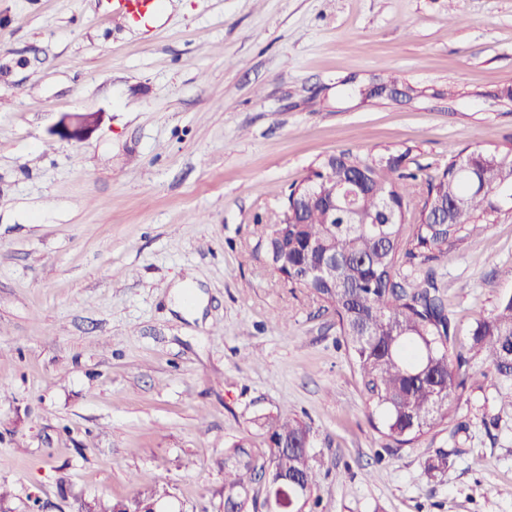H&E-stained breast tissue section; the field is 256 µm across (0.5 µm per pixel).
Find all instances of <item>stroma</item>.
<instances>
[{
  "mask_svg": "<svg viewBox=\"0 0 512 512\" xmlns=\"http://www.w3.org/2000/svg\"><path fill=\"white\" fill-rule=\"evenodd\" d=\"M0 0V486L14 512L167 492L222 512L224 450L299 418L314 512H512V385L389 448L334 316L256 244L326 154L512 144V0ZM394 73L411 100L354 89ZM104 120L82 142L61 113ZM512 213L436 264L456 347L506 295ZM193 275L181 301L172 285ZM448 453L445 473L422 464ZM103 120L100 112H65L52 127V136L62 140L81 142L98 129Z\"/></svg>",
  "mask_w": 512,
  "mask_h": 512,
  "instance_id": "1",
  "label": "stroma"
}]
</instances>
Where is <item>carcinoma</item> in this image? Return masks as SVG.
Masks as SVG:
<instances>
[{"instance_id": "obj_1", "label": "carcinoma", "mask_w": 512, "mask_h": 512, "mask_svg": "<svg viewBox=\"0 0 512 512\" xmlns=\"http://www.w3.org/2000/svg\"><path fill=\"white\" fill-rule=\"evenodd\" d=\"M411 149L361 157L350 151L325 156L291 186L276 219L279 235L264 238V261L304 288L336 318L368 401V419L388 448H405L451 424L475 384L470 363L481 360L497 382L512 381V295L471 326L470 356L455 346L457 329L448 313L432 263L474 242L512 195V147L462 150L432 172L407 169ZM336 189L346 201L332 212L324 197ZM336 259L332 276H314L325 257ZM261 458L271 484L294 481L308 505L318 484L313 458L296 451L310 442L303 421L268 414ZM448 452L425 460L428 475L444 471ZM258 470L244 445L224 452V506L253 512L250 499ZM161 494L139 493L121 501L124 512H142Z\"/></svg>"}]
</instances>
